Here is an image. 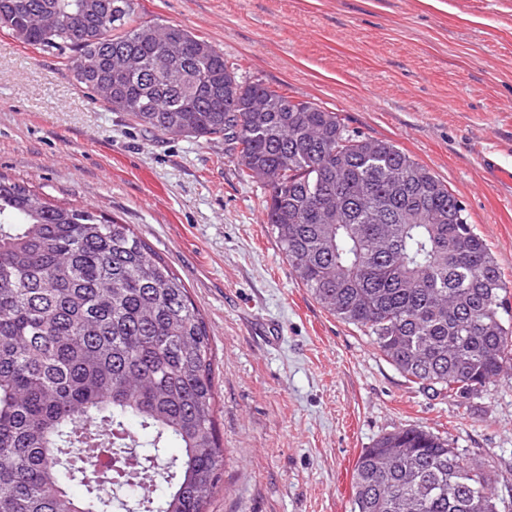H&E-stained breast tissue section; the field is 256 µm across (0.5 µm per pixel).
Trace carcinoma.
Listing matches in <instances>:
<instances>
[{"mask_svg":"<svg viewBox=\"0 0 512 512\" xmlns=\"http://www.w3.org/2000/svg\"><path fill=\"white\" fill-rule=\"evenodd\" d=\"M0 29L71 51L76 81L136 125L231 143L243 179L268 190L265 223L296 279L409 382L465 404L512 366L495 256L396 144L240 80L212 44L141 20L134 0H0ZM124 53L144 71L117 73ZM211 365L188 288L132 225L0 177V512H206L224 471ZM131 420L151 434L141 457ZM99 453L111 468L90 464ZM158 481L167 494H144ZM126 488L143 495L130 504ZM503 507L481 465L423 428L379 437L354 466L351 512Z\"/></svg>","mask_w":512,"mask_h":512,"instance_id":"cac0c4a2","label":"carcinoma"}]
</instances>
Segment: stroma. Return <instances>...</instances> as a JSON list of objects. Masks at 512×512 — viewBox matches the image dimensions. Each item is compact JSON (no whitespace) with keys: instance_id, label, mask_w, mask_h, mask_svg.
Returning <instances> with one entry per match:
<instances>
[{"instance_id":"1","label":"stroma","mask_w":512,"mask_h":512,"mask_svg":"<svg viewBox=\"0 0 512 512\" xmlns=\"http://www.w3.org/2000/svg\"><path fill=\"white\" fill-rule=\"evenodd\" d=\"M237 63L388 139L462 201L512 286V0H136ZM0 176L137 233L186 284L212 347L224 474L207 512H351L362 449L447 436L512 503V371L459 404L409 383L293 275L263 184L223 141L165 136L92 101L64 57L0 30Z\"/></svg>"}]
</instances>
